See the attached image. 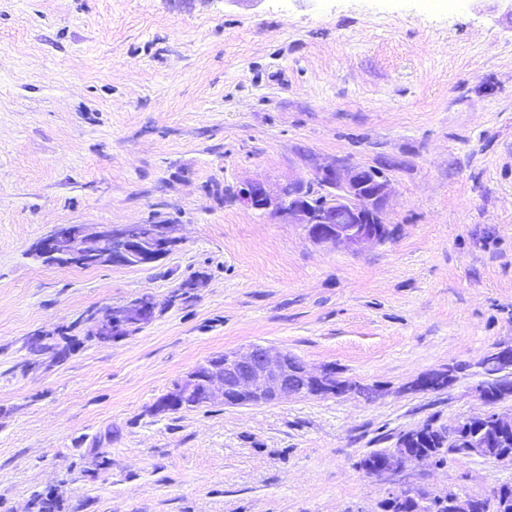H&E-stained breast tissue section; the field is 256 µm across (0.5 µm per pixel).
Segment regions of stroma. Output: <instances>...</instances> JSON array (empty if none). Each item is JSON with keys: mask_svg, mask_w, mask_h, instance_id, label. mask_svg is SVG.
Masks as SVG:
<instances>
[{"mask_svg": "<svg viewBox=\"0 0 512 512\" xmlns=\"http://www.w3.org/2000/svg\"><path fill=\"white\" fill-rule=\"evenodd\" d=\"M381 168L389 239L357 252L217 199L331 162ZM180 225L147 268L62 270L59 224ZM192 302L169 304L190 278ZM108 344L87 317L142 295ZM60 337L35 356L29 338ZM285 348L376 397L155 403L209 356ZM512 346V18L493 0H0V512H380L490 497L512 459L365 474L426 420L482 412ZM455 367L437 391L411 384ZM135 300L111 307L108 316L97 323L95 338L99 343L107 344L131 336L153 320L156 309L153 298L143 295ZM500 354L501 362L504 368L509 369L512 367V349L504 348L497 351ZM503 366H501L497 359L493 355L487 356V363L485 366V374L491 378H488V387L490 388L491 395L494 396L492 390L498 389L500 386H512V379H509L510 373H503Z\"/></svg>", "mask_w": 512, "mask_h": 512, "instance_id": "stroma-1", "label": "stroma"}]
</instances>
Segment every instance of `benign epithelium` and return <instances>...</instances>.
<instances>
[{"instance_id":"benign-epithelium-1","label":"benign epithelium","mask_w":512,"mask_h":512,"mask_svg":"<svg viewBox=\"0 0 512 512\" xmlns=\"http://www.w3.org/2000/svg\"><path fill=\"white\" fill-rule=\"evenodd\" d=\"M270 187L262 178H252L229 188V196L264 216L300 224L307 238L316 245L357 252L366 246L381 244L388 237L384 215L391 190L387 177L376 167L356 164H326L313 178L288 181ZM183 243L179 225L152 223L147 230L139 224H100L90 231L83 224H61L39 239L33 256L60 269L101 265L147 267L175 252ZM153 298L143 295L128 304L110 308L108 316L97 323L95 338L107 344L131 336L149 324L155 316ZM299 368L309 381L308 397L327 395L321 386L329 370L315 371L286 349L252 343L235 350L212 355L188 372L157 401L160 411L185 408V399L198 396V404L221 402L227 406H258L300 396L290 374ZM478 399L487 406L479 416L483 423L495 425L505 417L487 398L486 386L474 387ZM454 512H499L498 493L489 498L468 495L456 497Z\"/></svg>"}]
</instances>
